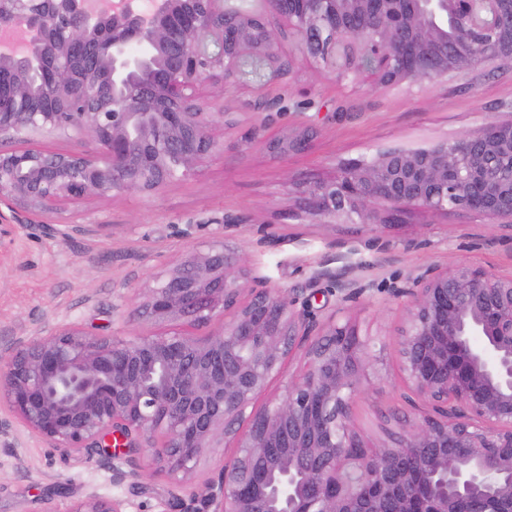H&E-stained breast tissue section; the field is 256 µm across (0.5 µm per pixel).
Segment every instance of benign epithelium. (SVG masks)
<instances>
[{"label":"benign epithelium","mask_w":512,"mask_h":512,"mask_svg":"<svg viewBox=\"0 0 512 512\" xmlns=\"http://www.w3.org/2000/svg\"><path fill=\"white\" fill-rule=\"evenodd\" d=\"M0 0V200L45 212L113 192L149 193L223 151L226 114L196 98L204 81L262 85L276 75L270 17L299 51L337 79L423 84L450 73L421 61L440 38L489 29L512 57V6L499 0ZM451 9L452 27L431 23ZM363 11L379 27H338ZM89 138L87 154L44 152L36 136ZM295 129L271 153L306 151ZM319 224L401 222L406 209L479 215L512 241V122L415 150L338 163L299 186ZM340 307L320 321L289 291L250 277L244 256L216 236L143 290L138 317L159 328L96 336L68 323L0 361V405L68 457L148 452L171 480L159 512H512V276L461 263L394 281L409 312L398 358L414 416L372 444L354 429L357 396L380 372L372 335L344 315L367 287L335 281ZM303 369L284 394L254 403L287 361ZM250 415H245V412ZM230 438L201 494L199 459ZM41 512H126L87 496Z\"/></svg>","instance_id":"benign-epithelium-1"}]
</instances>
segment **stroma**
I'll return each mask as SVG.
<instances>
[{
	"label": "stroma",
	"instance_id": "stroma-1",
	"mask_svg": "<svg viewBox=\"0 0 512 512\" xmlns=\"http://www.w3.org/2000/svg\"><path fill=\"white\" fill-rule=\"evenodd\" d=\"M278 52L291 76L256 89L210 81L200 87L214 111L230 113L224 152L198 173L176 178L161 190L115 193L66 205L62 214L20 201L0 205L12 224L0 235V357L68 322L96 335L136 338L154 328L133 320L135 296L156 276L203 248L224 217L239 219L227 230L229 245L248 256L252 276L332 309L331 278L367 285L346 311L384 346L380 378L354 404L356 430L385 440L384 415L408 416L404 376L397 356L398 331L407 320L402 301L387 292L392 279H407L430 265L469 263L501 275L512 273V242L488 220L465 212H406L398 226L314 224L298 217V182L331 175L339 160L385 149H416L512 121V62L465 70L422 85L350 84L301 57L286 22ZM259 135H252L256 122ZM309 127L308 151L288 157L270 153L268 140ZM71 224L68 237L51 236L44 224ZM393 243L379 253L372 236ZM129 472L112 481L113 468ZM171 482L155 472L147 453L118 464L65 460L24 431L0 408V512H39L51 497L60 506L90 494L119 497L129 512H158Z\"/></svg>",
	"mask_w": 512,
	"mask_h": 512
}]
</instances>
